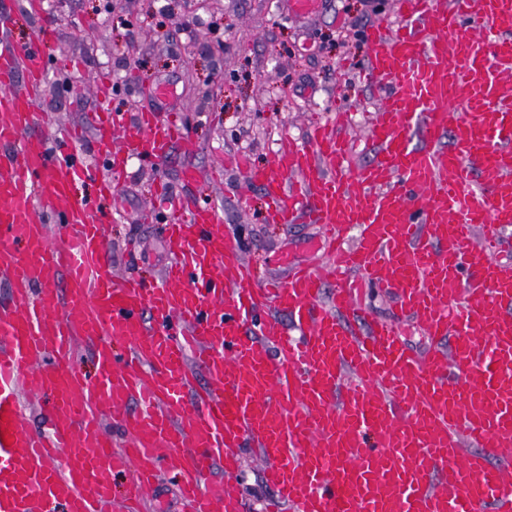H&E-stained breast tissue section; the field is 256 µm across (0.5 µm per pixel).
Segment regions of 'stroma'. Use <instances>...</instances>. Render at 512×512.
Returning <instances> with one entry per match:
<instances>
[{"label":"stroma","instance_id":"1","mask_svg":"<svg viewBox=\"0 0 512 512\" xmlns=\"http://www.w3.org/2000/svg\"><path fill=\"white\" fill-rule=\"evenodd\" d=\"M43 0L35 17L25 0H0L12 24L15 43L30 40L39 26L55 31L48 81L38 102L44 121L36 134L53 135L59 125L91 127L97 110L96 85L107 77L127 85L118 99L129 114L163 108L179 119L195 143L190 155L131 159L116 201L100 198L93 181L74 187L103 215L113 271L155 282L166 263L164 226L169 211L155 187L224 211V233L243 252L260 281L285 275V260H313L314 226L284 228L266 223L264 198L252 189L241 205L243 172L225 170L228 154H247L267 163L283 136L305 142L314 121L332 119L336 106L353 111L350 136L363 142L369 118L379 104L362 72L368 58L365 27L395 21L396 0H323L309 18L295 17L281 0ZM134 20L127 29L126 20ZM224 23V43L207 37L212 20ZM68 88H57L60 76ZM170 96L157 100L155 89ZM193 164L199 179L183 184L179 170ZM239 488L247 512H265L271 495L261 478V462L245 449Z\"/></svg>","mask_w":512,"mask_h":512}]
</instances>
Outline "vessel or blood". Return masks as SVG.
<instances>
[{"mask_svg":"<svg viewBox=\"0 0 512 512\" xmlns=\"http://www.w3.org/2000/svg\"><path fill=\"white\" fill-rule=\"evenodd\" d=\"M398 13L365 32L384 92L367 161L345 111L307 144L284 137L266 167L229 160L269 223L317 225L320 262L262 285L223 214L176 197L152 287L113 272L100 217L72 192L98 177L82 128L30 133L51 30L20 46L0 15V512H141L165 479L184 512H245L246 448L266 512H512V0ZM97 97L101 194L130 158L193 153L176 120H129L106 80ZM371 288L390 291V317L370 313ZM84 353L94 378L71 367ZM239 488L246 501V512H266L265 506L271 496L261 478V462L251 448L244 449Z\"/></svg>","mask_w":512,"mask_h":512,"instance_id":"vessel-or-blood-1","label":"vessel or blood"}]
</instances>
